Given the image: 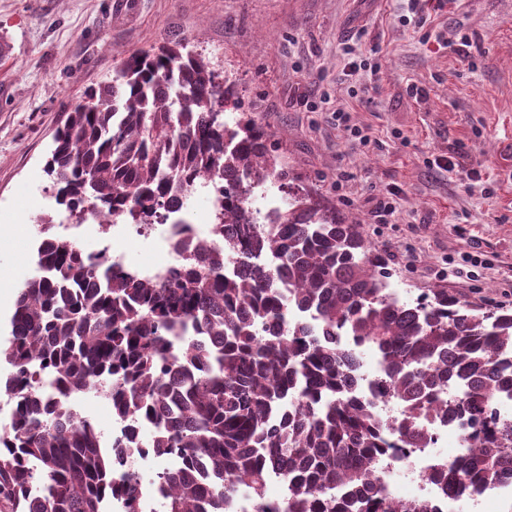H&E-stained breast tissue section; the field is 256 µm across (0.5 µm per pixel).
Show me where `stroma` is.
<instances>
[{
    "instance_id": "1",
    "label": "stroma",
    "mask_w": 512,
    "mask_h": 512,
    "mask_svg": "<svg viewBox=\"0 0 512 512\" xmlns=\"http://www.w3.org/2000/svg\"><path fill=\"white\" fill-rule=\"evenodd\" d=\"M407 12L408 0H0V341L54 210L45 162L68 104L125 54L181 40L235 80L290 175L385 249L394 293L512 309V0H418L420 26ZM353 57L373 70L347 77ZM339 109L370 144L337 128ZM456 144L482 181L434 166ZM394 187L392 223H374Z\"/></svg>"
}]
</instances>
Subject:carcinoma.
I'll return each instance as SVG.
<instances>
[{
    "label": "carcinoma",
    "mask_w": 512,
    "mask_h": 512,
    "mask_svg": "<svg viewBox=\"0 0 512 512\" xmlns=\"http://www.w3.org/2000/svg\"><path fill=\"white\" fill-rule=\"evenodd\" d=\"M273 134L240 111L231 84L177 43L122 59L112 80L71 104L45 163L50 197L91 220L166 224L178 187L217 177L235 253L179 242L184 262L145 276L85 253L41 219L37 267L0 343V512H227L240 485L250 512H437L374 489V459L431 448L430 412L466 417L470 453L440 468L467 501L512 476V423L493 397L512 391V312L481 311L445 288L414 301L388 290L389 261L357 224L300 193L278 166ZM284 193L269 224L247 214L259 184ZM310 313L296 329L289 312ZM353 339L339 351L317 334ZM397 407L390 428L351 392L360 349ZM451 383L455 392L445 391ZM110 400L125 442L114 450L71 406ZM173 460L145 495L137 461ZM276 476L287 498L265 488Z\"/></svg>",
    "instance_id": "cac0c4a2"
}]
</instances>
